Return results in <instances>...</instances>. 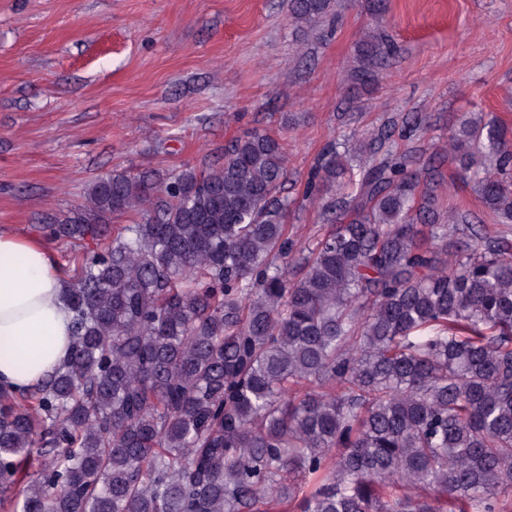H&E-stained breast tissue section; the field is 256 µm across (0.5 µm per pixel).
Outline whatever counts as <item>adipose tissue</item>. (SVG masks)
Here are the masks:
<instances>
[{"mask_svg": "<svg viewBox=\"0 0 512 512\" xmlns=\"http://www.w3.org/2000/svg\"><path fill=\"white\" fill-rule=\"evenodd\" d=\"M67 280L43 245L0 231V387L25 392L72 353Z\"/></svg>", "mask_w": 512, "mask_h": 512, "instance_id": "ef3b65f1", "label": "adipose tissue"}]
</instances>
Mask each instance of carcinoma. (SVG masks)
<instances>
[{
	"instance_id": "cac0c4a2",
	"label": "carcinoma",
	"mask_w": 512,
	"mask_h": 512,
	"mask_svg": "<svg viewBox=\"0 0 512 512\" xmlns=\"http://www.w3.org/2000/svg\"><path fill=\"white\" fill-rule=\"evenodd\" d=\"M333 0H289L316 27ZM388 54L354 47L355 80ZM381 130L324 150L331 225L293 255L283 144L114 172L43 226L84 242L71 360L0 388V501L21 512H512V129L459 116L438 161ZM366 156L355 168L354 154ZM134 214L119 227L112 220ZM449 203L451 204H460L467 208L472 209L477 214L480 215L483 219V224L491 225L494 224L492 218L482 211L480 203L478 201L477 195L473 190L472 185H464L462 184L457 192V194L449 199Z\"/></svg>"
}]
</instances>
